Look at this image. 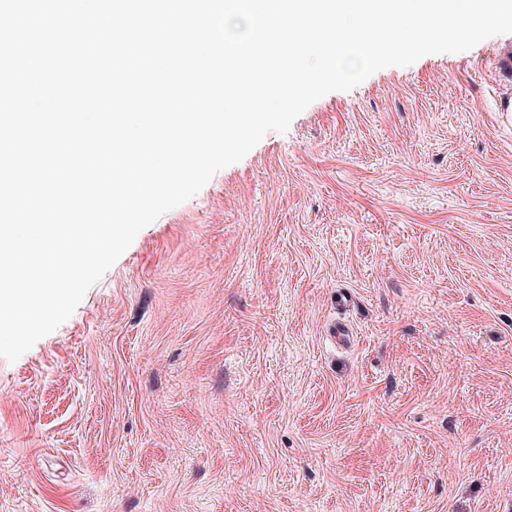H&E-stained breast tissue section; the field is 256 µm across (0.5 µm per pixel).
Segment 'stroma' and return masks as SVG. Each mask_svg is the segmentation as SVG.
I'll return each instance as SVG.
<instances>
[{
	"label": "stroma",
	"instance_id": "35a3bbf8",
	"mask_svg": "<svg viewBox=\"0 0 512 512\" xmlns=\"http://www.w3.org/2000/svg\"><path fill=\"white\" fill-rule=\"evenodd\" d=\"M506 47L314 101L0 357V512H512Z\"/></svg>",
	"mask_w": 512,
	"mask_h": 512
}]
</instances>
